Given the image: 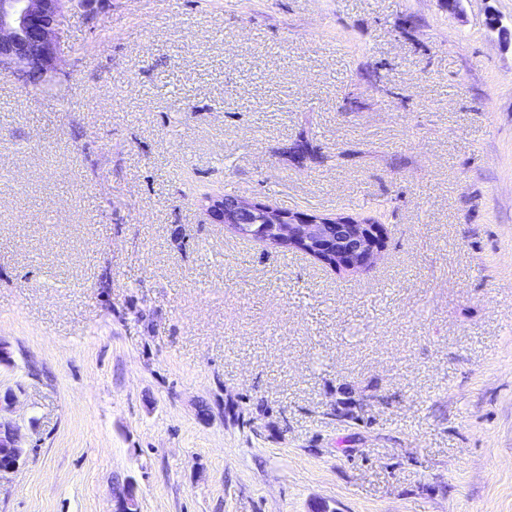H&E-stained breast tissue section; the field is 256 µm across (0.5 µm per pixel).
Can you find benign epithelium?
Masks as SVG:
<instances>
[{
  "mask_svg": "<svg viewBox=\"0 0 512 512\" xmlns=\"http://www.w3.org/2000/svg\"><path fill=\"white\" fill-rule=\"evenodd\" d=\"M89 0H0V74L27 86L47 81L59 70L58 30L68 13L86 10ZM215 224H262L271 240L314 254L326 251L336 267L365 271L386 250L388 230L376 222L364 224L354 215L326 217L301 210L283 212L266 203L236 195L205 206ZM0 447L13 453L0 458V481L18 472L26 450L17 423L1 414ZM116 512H137L136 490L127 483Z\"/></svg>",
  "mask_w": 512,
  "mask_h": 512,
  "instance_id": "benign-epithelium-1",
  "label": "benign epithelium"
}]
</instances>
